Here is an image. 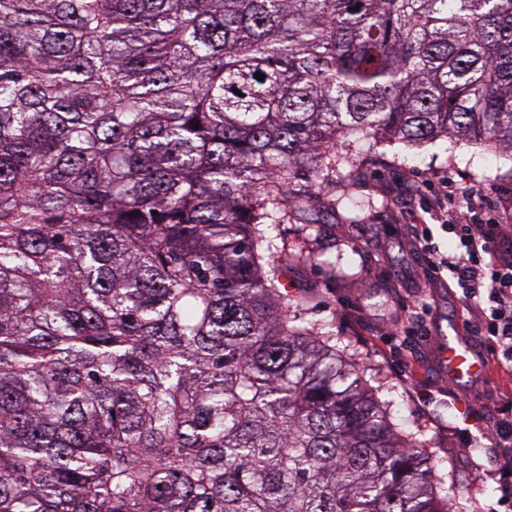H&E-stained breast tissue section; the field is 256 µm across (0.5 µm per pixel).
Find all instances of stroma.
Listing matches in <instances>:
<instances>
[{
	"label": "stroma",
	"instance_id": "stroma-1",
	"mask_svg": "<svg viewBox=\"0 0 512 512\" xmlns=\"http://www.w3.org/2000/svg\"><path fill=\"white\" fill-rule=\"evenodd\" d=\"M361 165L336 180L337 191L359 202L352 214L317 207L314 223L288 219L273 230L278 243L299 254L280 276L290 316L323 328L339 353L355 358L363 379L389 402L398 427L424 436L458 512H512L496 483L476 481L488 464L479 438L492 409L512 399V373L498 367L489 337L473 328L461 288L426 286L424 264L407 227L427 225L442 251L456 241L434 216L427 184L438 176L455 181L458 205L479 206L512 224V168L465 141L360 147ZM335 270L325 267L326 261ZM428 308L425 325L404 332L407 304ZM467 339L485 358L475 380L450 383L440 369L442 340Z\"/></svg>",
	"mask_w": 512,
	"mask_h": 512
}]
</instances>
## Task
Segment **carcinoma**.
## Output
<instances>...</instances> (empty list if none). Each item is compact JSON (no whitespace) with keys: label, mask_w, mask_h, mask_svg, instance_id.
I'll list each match as a JSON object with an SVG mask.
<instances>
[{"label":"carcinoma","mask_w":512,"mask_h":512,"mask_svg":"<svg viewBox=\"0 0 512 512\" xmlns=\"http://www.w3.org/2000/svg\"><path fill=\"white\" fill-rule=\"evenodd\" d=\"M342 136L512 162V0H0V512H455L282 307Z\"/></svg>","instance_id":"obj_1"}]
</instances>
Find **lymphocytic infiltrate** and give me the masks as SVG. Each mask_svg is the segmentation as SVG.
Here are the masks:
<instances>
[{
  "instance_id": "f902f5d3",
  "label": "lymphocytic infiltrate",
  "mask_w": 512,
  "mask_h": 512,
  "mask_svg": "<svg viewBox=\"0 0 512 512\" xmlns=\"http://www.w3.org/2000/svg\"><path fill=\"white\" fill-rule=\"evenodd\" d=\"M458 240L454 251L441 253L428 231L416 236L428 272L450 273L463 290L466 303L475 307L483 330L502 363L512 368V225L476 224L469 211L458 208L448 226ZM484 451L492 461L480 472V481L502 484L512 497V416L496 418L486 430Z\"/></svg>"
}]
</instances>
